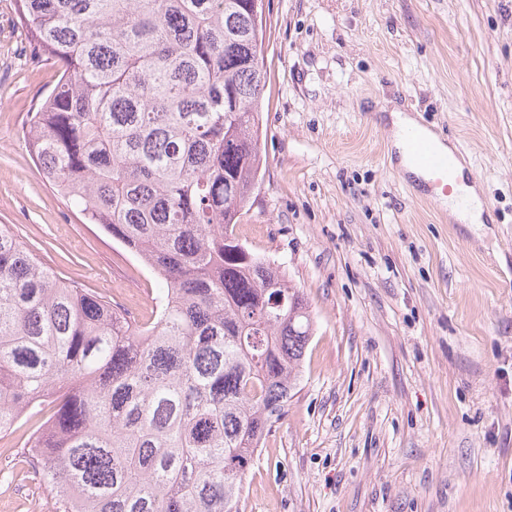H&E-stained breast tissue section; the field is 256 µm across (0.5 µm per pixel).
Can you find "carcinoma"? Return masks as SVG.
<instances>
[{
	"instance_id": "cac0c4a2",
	"label": "carcinoma",
	"mask_w": 512,
	"mask_h": 512,
	"mask_svg": "<svg viewBox=\"0 0 512 512\" xmlns=\"http://www.w3.org/2000/svg\"><path fill=\"white\" fill-rule=\"evenodd\" d=\"M58 79L42 178L160 279L154 321L0 225V438L54 512H240L313 321L234 234L262 167L263 0H16Z\"/></svg>"
}]
</instances>
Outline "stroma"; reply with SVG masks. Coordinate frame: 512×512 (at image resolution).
I'll list each match as a JSON object with an SVG mask.
<instances>
[{
  "mask_svg": "<svg viewBox=\"0 0 512 512\" xmlns=\"http://www.w3.org/2000/svg\"><path fill=\"white\" fill-rule=\"evenodd\" d=\"M267 24L263 167L235 234L301 289L313 335L243 512H512V0H270ZM56 77L0 0V224L148 320L157 276L25 143ZM394 108L463 147L487 222L404 178ZM15 444L0 512H51Z\"/></svg>",
  "mask_w": 512,
  "mask_h": 512,
  "instance_id": "stroma-1",
  "label": "stroma"
}]
</instances>
